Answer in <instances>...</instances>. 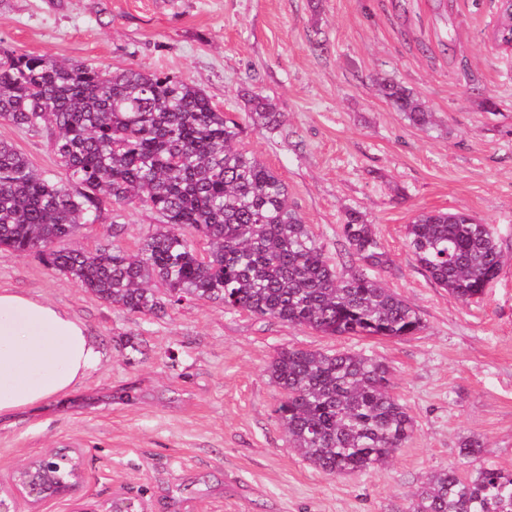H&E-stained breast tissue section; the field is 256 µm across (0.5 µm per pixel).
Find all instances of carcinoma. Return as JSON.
I'll list each match as a JSON object with an SVG mask.
<instances>
[{"instance_id": "cac0c4a2", "label": "carcinoma", "mask_w": 512, "mask_h": 512, "mask_svg": "<svg viewBox=\"0 0 512 512\" xmlns=\"http://www.w3.org/2000/svg\"><path fill=\"white\" fill-rule=\"evenodd\" d=\"M380 91L412 125H432L433 113L404 86L385 82ZM244 98L252 125H281L270 99ZM0 119L46 131L67 175L37 171L0 141V248L36 255L111 305L162 311L149 287L157 281L171 304L217 301L327 336L400 339L424 328L418 310L379 277L338 275L288 203L284 180L240 147L243 125L184 79L0 48ZM105 202L146 208L161 224L132 250L62 246L100 218ZM342 239L360 266L387 265L373 225L359 213L347 214ZM406 245L460 303L483 294L504 263L489 225L459 212L418 214L406 225ZM267 373L281 395L276 413L290 444L327 474H369L412 438L413 419L381 361L291 347ZM482 448L469 436L460 454L476 458ZM408 512H512V471L438 472L412 492Z\"/></svg>"}]
</instances>
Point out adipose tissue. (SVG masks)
Returning <instances> with one entry per match:
<instances>
[{
    "mask_svg": "<svg viewBox=\"0 0 512 512\" xmlns=\"http://www.w3.org/2000/svg\"><path fill=\"white\" fill-rule=\"evenodd\" d=\"M101 357L67 310L0 289V415L67 394Z\"/></svg>",
    "mask_w": 512,
    "mask_h": 512,
    "instance_id": "1",
    "label": "adipose tissue"
}]
</instances>
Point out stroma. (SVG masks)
<instances>
[{"label": "stroma", "mask_w": 512, "mask_h": 512, "mask_svg": "<svg viewBox=\"0 0 512 512\" xmlns=\"http://www.w3.org/2000/svg\"><path fill=\"white\" fill-rule=\"evenodd\" d=\"M493 0H0V48L112 71L145 68L193 83L243 119V93L284 112L242 144L276 171L330 264L346 276L348 212L374 224L380 278L425 327L401 339L326 336L209 301L155 315L110 305L36 256L0 250V289L49 301L81 321L102 358L75 390L0 421V485L51 448H77L76 498H132L146 512H406L409 493L457 466L512 470V53L492 42ZM418 98L437 124L414 127L380 80ZM37 170L60 174L45 134L0 119ZM462 211L490 224L505 263L462 304L406 245L419 213ZM158 216L105 205L73 249L135 248ZM365 354L391 370L415 432L390 465L328 475L296 454L266 373L283 348ZM484 448L464 460L459 444Z\"/></svg>", "instance_id": "stroma-1"}]
</instances>
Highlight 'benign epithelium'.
I'll return each mask as SVG.
<instances>
[{"label": "benign epithelium", "instance_id": "benign-epithelium-1", "mask_svg": "<svg viewBox=\"0 0 512 512\" xmlns=\"http://www.w3.org/2000/svg\"><path fill=\"white\" fill-rule=\"evenodd\" d=\"M82 455L77 448L61 451L58 461L47 470L38 465L37 459L24 461L19 467L15 484L7 492L9 498L20 496L33 508L62 498L83 481Z\"/></svg>", "mask_w": 512, "mask_h": 512}]
</instances>
